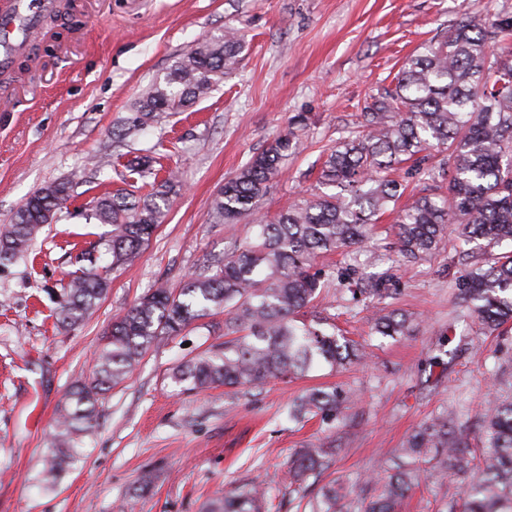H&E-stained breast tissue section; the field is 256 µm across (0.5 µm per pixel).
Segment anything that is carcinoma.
<instances>
[{
	"label": "carcinoma",
	"instance_id": "cac0c4a2",
	"mask_svg": "<svg viewBox=\"0 0 512 512\" xmlns=\"http://www.w3.org/2000/svg\"><path fill=\"white\" fill-rule=\"evenodd\" d=\"M512 15L464 20L406 59L393 88L372 98L361 112V130L336 145L321 172L322 184L337 189L296 202L268 220L255 207L279 164L300 149L295 129L308 117L294 115L275 138L215 195L217 223L252 218L253 235L192 274L175 292L161 283L116 318L96 352V371L69 388L59 410L54 452L45 478L57 480L77 458L79 439L93 428L101 400L131 377L146 353L194 328L215 312L224 313V342L177 365L173 382L186 392L220 385L257 387L270 379L303 376L327 365L338 370L362 356L358 345L326 323L298 320L329 274L315 267L320 255L365 242L380 215L395 213L400 254L423 259L437 249L448 225L461 240L488 254L461 286V307L491 333L512 320V253H493L512 241ZM239 30L206 40L181 55L164 79L136 103L120 137H135L160 112L184 111L231 73L242 49ZM426 169L448 181V195H424L397 209L402 183L390 177L395 166ZM157 158L135 156L124 167L151 191L137 201L119 189L94 200L95 219L112 225L108 250L112 267L136 262L163 221L162 204L179 191L173 171L159 177ZM72 182L47 184L26 200L11 223L0 227V267L26 253L42 229L72 197ZM57 301L58 322L74 328L87 320L110 286L97 258L84 252ZM354 296L382 303L391 295L382 278H364L352 267L337 271ZM411 320L396 309L380 308L371 334L395 338L409 332ZM352 395L338 386L306 392L288 405V416L320 417L329 428L343 419ZM458 413L446 409L423 423L401 448L378 461L358 494L342 480L322 485L301 512H400L421 481L441 483L449 475L472 476L460 497L443 512H512V395L496 394L480 414L481 455L456 429ZM333 463L330 448H298L290 461L292 482L321 481ZM261 483L236 487L219 512H264Z\"/></svg>",
	"mask_w": 512,
	"mask_h": 512
}]
</instances>
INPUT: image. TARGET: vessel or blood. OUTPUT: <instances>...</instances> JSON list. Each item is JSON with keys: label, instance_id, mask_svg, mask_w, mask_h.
<instances>
[{"label": "vessel or blood", "instance_id": "obj_1", "mask_svg": "<svg viewBox=\"0 0 512 512\" xmlns=\"http://www.w3.org/2000/svg\"><path fill=\"white\" fill-rule=\"evenodd\" d=\"M57 0H0V67L28 53L42 32L43 16Z\"/></svg>", "mask_w": 512, "mask_h": 512}]
</instances>
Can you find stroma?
Instances as JSON below:
<instances>
[{"label":"stroma","mask_w":512,"mask_h":512,"mask_svg":"<svg viewBox=\"0 0 512 512\" xmlns=\"http://www.w3.org/2000/svg\"><path fill=\"white\" fill-rule=\"evenodd\" d=\"M79 27L46 38L0 76L13 87L0 112V225L37 188L71 180L72 198L39 234L31 251L0 271V512H213L225 493L266 479L276 512H296L288 466L295 449H336L331 477L356 481L376 460L433 414L455 409L471 443L491 392L512 391V366L493 368L495 350H512V330L487 336L455 305L456 285L470 268L449 225L438 251L409 261L396 249L393 218L383 215L358 248L327 253L318 267L348 266L386 276L385 304L407 314L410 335L370 333L371 302L356 303L337 278L304 311L348 331L364 358L257 388L221 386L183 392L170 373L224 340V317L151 349L133 376L99 406L80 460L54 483L42 474L51 455L56 412L69 386L89 376L94 353L113 318L157 283L181 288L186 276L250 235L247 220L217 224L211 202L291 117L308 122L303 147L288 155L259 203L273 217L311 198L330 149L354 131L372 97L392 88L405 59L440 39L466 13L465 0H80ZM243 34L234 73L196 106L161 114L134 140L115 132L138 99L162 81L174 61L225 26ZM151 154L175 170L174 196L141 260L110 272L111 285L93 316L57 329L58 296L78 252L111 261V225L88 204L118 189L137 196L150 187L113 164L117 153ZM339 385L357 398L330 429L319 419L289 420L301 394ZM150 484H143V474ZM462 482L421 483L402 512H440Z\"/></svg>","instance_id":"1"}]
</instances>
